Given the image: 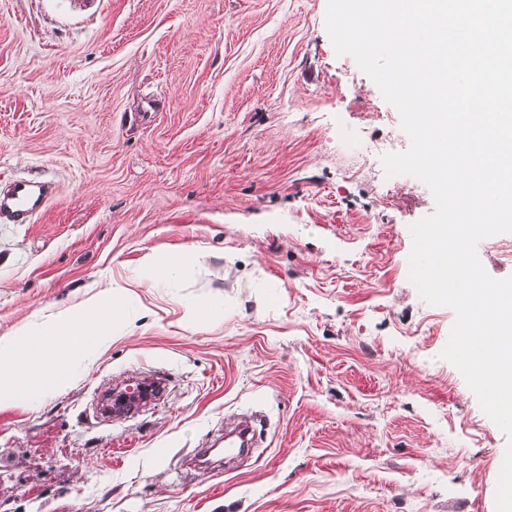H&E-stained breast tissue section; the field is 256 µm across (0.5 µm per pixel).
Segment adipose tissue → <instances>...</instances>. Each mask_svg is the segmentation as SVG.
<instances>
[{"instance_id":"adipose-tissue-1","label":"adipose tissue","mask_w":512,"mask_h":512,"mask_svg":"<svg viewBox=\"0 0 512 512\" xmlns=\"http://www.w3.org/2000/svg\"><path fill=\"white\" fill-rule=\"evenodd\" d=\"M129 318L123 288L109 285L58 312L49 326L20 327L1 336L0 404H34L66 389L75 367L91 364L95 352L111 339L114 326Z\"/></svg>"}]
</instances>
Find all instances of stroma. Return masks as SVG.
Returning <instances> with one entry per match:
<instances>
[{
	"instance_id": "35a3bbf8",
	"label": "stroma",
	"mask_w": 512,
	"mask_h": 512,
	"mask_svg": "<svg viewBox=\"0 0 512 512\" xmlns=\"http://www.w3.org/2000/svg\"><path fill=\"white\" fill-rule=\"evenodd\" d=\"M327 0H0V336L116 282L137 315L64 391L0 406L14 512H496L508 442L441 359L455 312L410 282L430 188L363 143L409 139ZM184 260L153 282L148 253ZM512 276V233L481 240ZM213 317L188 321L189 307ZM166 391L102 417L106 387ZM251 457L203 475L226 423ZM50 187L30 180L16 179L0 193V218L12 224L32 223L36 214L49 200Z\"/></svg>"
}]
</instances>
